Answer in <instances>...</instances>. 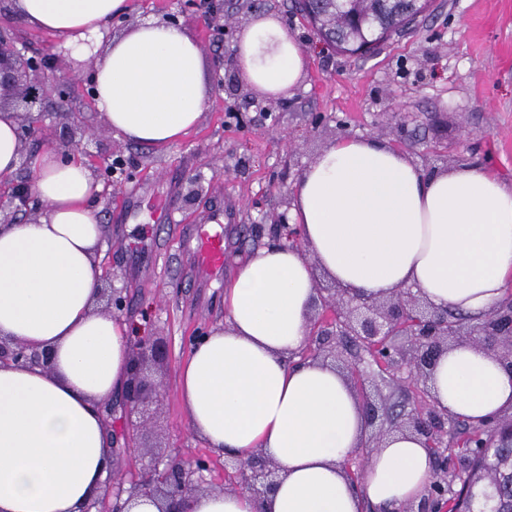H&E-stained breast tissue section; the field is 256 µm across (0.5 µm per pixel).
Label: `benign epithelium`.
I'll use <instances>...</instances> for the list:
<instances>
[{"label": "benign epithelium", "instance_id": "obj_1", "mask_svg": "<svg viewBox=\"0 0 512 512\" xmlns=\"http://www.w3.org/2000/svg\"><path fill=\"white\" fill-rule=\"evenodd\" d=\"M61 54L43 52L30 55L18 48L17 41L0 34V110L17 113L18 139L21 144L39 132L34 108L42 104L48 90L55 92L53 109L62 116L71 115L67 85L73 76L60 73ZM35 196L30 184L8 183L0 186V214L8 209L13 215L27 214ZM316 292L325 314L311 318L310 336L317 346L308 357L313 360L340 358L336 337L359 347L357 363L376 366L393 381L406 377L419 382L430 379L438 357L451 346L472 344L493 350L512 369V303L507 302L489 313L478 327L462 322H448V309L438 308L408 288L383 301L371 300L351 289L323 288ZM159 354L153 341L134 343L131 348V373L123 395L127 413L138 414L158 398L159 383L147 371V360ZM0 364L47 368L50 353L15 339L0 337ZM424 406L399 414L400 427L424 438L435 468L430 483V496L420 508L408 504L399 512H441L448 502V429L454 417L440 410L430 392L422 394ZM366 418L370 422H392L388 413L370 398L363 399ZM211 456H198L187 464L171 458L155 464L146 479L135 484L129 498L147 495L160 502V512H188V498L205 491V473L210 471ZM224 472L236 481L232 488L248 492L262 501L277 485V465L262 452L247 457H224Z\"/></svg>", "mask_w": 512, "mask_h": 512}]
</instances>
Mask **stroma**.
I'll return each instance as SVG.
<instances>
[{
    "label": "stroma",
    "instance_id": "35a3bbf8",
    "mask_svg": "<svg viewBox=\"0 0 512 512\" xmlns=\"http://www.w3.org/2000/svg\"><path fill=\"white\" fill-rule=\"evenodd\" d=\"M183 2L128 0L104 35L112 40L136 24L178 14L200 46L209 85L193 131L166 146L116 136L86 94L91 69L69 59L65 65L77 75L70 86L74 118L99 139H70L71 120L48 111L40 140L28 147L34 153L68 139L81 161L103 145L123 161L111 198L95 199L106 229L102 268L127 300L119 320L135 325L137 338L161 341L167 349L165 359L150 366L163 394L151 404V421L139 428L136 446H128L125 434L138 418L125 414L120 394L102 405L115 449L112 482L126 488L152 458L190 460L208 453L179 403L180 364L192 336L223 325L225 283L246 255L271 242L275 219L291 207L295 182L324 148L342 136L373 138L428 173L473 163L512 184V0H432L415 24L364 57L320 43L303 20L290 16V0H266L264 11L286 19L309 58L286 98L251 90L237 66L215 67L225 47L203 14L219 8L221 23L235 37L252 14L250 0H196L189 10ZM0 32L34 51L62 48L58 37L24 23L9 0H0ZM141 183L173 193L177 223H156L148 198L138 202V221L126 220L122 206ZM228 200L238 214L224 227L227 264L223 275L206 279L189 258L191 221Z\"/></svg>",
    "mask_w": 512,
    "mask_h": 512
}]
</instances>
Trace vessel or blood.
Here are the masks:
<instances>
[{
	"mask_svg": "<svg viewBox=\"0 0 512 512\" xmlns=\"http://www.w3.org/2000/svg\"><path fill=\"white\" fill-rule=\"evenodd\" d=\"M236 216L235 204L206 211L197 221L194 230L192 259L202 272L218 275L224 270L226 253L224 249V227Z\"/></svg>",
	"mask_w": 512,
	"mask_h": 512,
	"instance_id": "b4317fda",
	"label": "vessel or blood"
}]
</instances>
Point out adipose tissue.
Masks as SVG:
<instances>
[{
    "label": "adipose tissue",
    "instance_id": "ef3b65f1",
    "mask_svg": "<svg viewBox=\"0 0 512 512\" xmlns=\"http://www.w3.org/2000/svg\"><path fill=\"white\" fill-rule=\"evenodd\" d=\"M126 0H14L24 22L74 56L97 44ZM236 60L258 91L285 96L308 58L282 20L252 15ZM116 134L165 146L199 123L208 95L201 50L160 19L112 42L93 75ZM44 203L34 221L0 227V337L49 350V368L0 365V512H81L112 464L100 405L123 389L130 330L97 311L104 233L99 187L79 160L47 148L29 160ZM306 251L257 250L224 288V324L194 342L177 379L191 430L219 453L262 451L279 467L263 512H398L433 474L421 439L389 434L361 483L343 462L368 421L348 377L308 342L317 273L378 297L400 288L481 320L512 289V185L477 164L427 174L387 143L342 137L295 183L289 212ZM430 384L438 409L480 426L512 413V371L490 350L443 352ZM247 493L197 494L190 512H254Z\"/></svg>",
    "mask_w": 512,
    "mask_h": 512
}]
</instances>
